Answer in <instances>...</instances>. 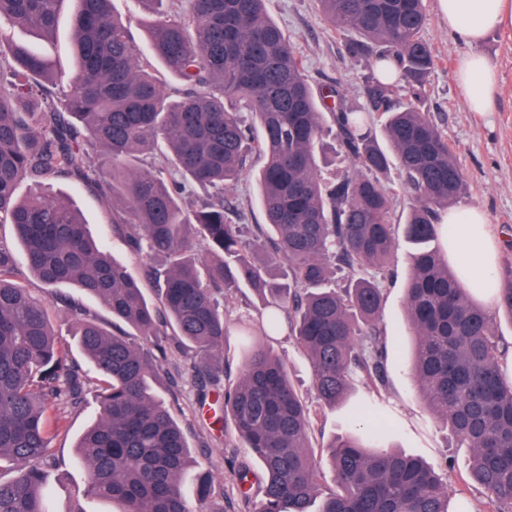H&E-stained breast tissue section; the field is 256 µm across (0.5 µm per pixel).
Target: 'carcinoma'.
I'll use <instances>...</instances> for the list:
<instances>
[{"label": "carcinoma", "instance_id": "cac0c4a2", "mask_svg": "<svg viewBox=\"0 0 512 512\" xmlns=\"http://www.w3.org/2000/svg\"><path fill=\"white\" fill-rule=\"evenodd\" d=\"M62 2L0 0V22L48 41ZM76 2L69 71L0 30V224L13 226L19 245L0 241V464L12 472L0 479V512H51L50 413L87 391L98 417L77 444L84 496L117 502L120 512H210L212 483L195 474L187 496L189 447L153 391L170 336L191 356L200 407L217 424L232 420L263 469L255 512H450L447 483L421 459L384 447L386 423L368 421L362 404L353 408L362 434L315 455L312 410L262 342L245 348L238 382L224 385L221 300L245 286L264 300L245 332L268 339L288 327L319 405L345 400L357 377L385 384L379 280L391 277L386 264L398 242L383 184L393 165L411 198L405 310L418 397L470 449L464 485L485 492L488 512H512V380L504 370L512 346L496 322L500 312L512 318V273L493 314L461 286L442 246L467 229L439 224L466 183L448 137L421 111L437 65L423 37L426 0H317L350 56L398 70L394 79L366 76L364 106L329 78L315 95L265 0H172L170 13L164 0H135L154 16L147 55L111 0ZM155 60L181 83L179 98L165 91ZM401 93L406 102L395 108ZM326 112L349 164L341 177L324 176L316 157ZM255 150L265 157L257 175L265 223L246 224L224 191ZM145 154L163 159L153 170L134 167ZM54 179L119 203L112 223L153 263L137 277L111 259L77 210L47 193ZM24 181L34 191L20 199ZM199 242L213 258L199 256ZM284 264L286 284L274 275ZM339 271L346 285L326 287ZM31 278L98 300L126 330L110 331L79 299L55 295L83 369L58 340L46 302L27 288ZM326 468L336 482L328 492Z\"/></svg>", "mask_w": 512, "mask_h": 512}]
</instances>
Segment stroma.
Here are the masks:
<instances>
[{
	"instance_id": "stroma-1",
	"label": "stroma",
	"mask_w": 512,
	"mask_h": 512,
	"mask_svg": "<svg viewBox=\"0 0 512 512\" xmlns=\"http://www.w3.org/2000/svg\"><path fill=\"white\" fill-rule=\"evenodd\" d=\"M72 0H65L55 39H32V46L61 69L74 66L71 54L70 15ZM429 25L425 32L438 58L426 79L423 110L448 137L468 190L458 208L480 207L491 224L504 236L512 235V29L489 33L481 53L496 71L497 89L492 111H472L456 82L455 69L466 45L448 30L438 14L437 0H427ZM268 15L288 36L302 58L313 87L324 77L337 79L356 98L364 96L367 61L347 54L343 40L323 21L316 0H266ZM54 195L72 201L95 237L101 238L117 262L140 272L149 261L147 253L131 252L111 222L112 202L99 193L76 187L64 180L52 183ZM393 272L385 281V306L380 324L386 382L374 385L357 380L350 402L321 409L312 421L309 444L323 453L333 437L353 431L349 410L351 401H385L386 416L393 424L388 442L397 449L418 456L447 478L450 489H461V479L469 469L471 452L460 447L453 434L434 420L416 396L410 374L413 339L404 315L405 281L409 268V247L399 243L390 259ZM274 354L288 367L291 378L306 402H313L312 373L295 339L281 332L270 339ZM162 373L154 383L156 396L179 422L191 453L210 476L215 489L224 493V512H254L261 497L263 472L250 449L244 448L232 426L212 423L196 400V389L189 359L176 347L168 346L161 361ZM97 408L93 400L80 406L61 403L52 421L55 465L48 471L51 512H117L116 505L84 497L86 471L74 461L76 444ZM249 467V496L238 491L241 467Z\"/></svg>"
}]
</instances>
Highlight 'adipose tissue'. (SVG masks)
Wrapping results in <instances>:
<instances>
[{"label": "adipose tissue", "instance_id": "ef3b65f1", "mask_svg": "<svg viewBox=\"0 0 512 512\" xmlns=\"http://www.w3.org/2000/svg\"><path fill=\"white\" fill-rule=\"evenodd\" d=\"M438 10L449 31L469 47L456 73L469 106L480 112L490 111L496 76L478 47L489 31L512 26V0H438ZM441 221L470 225L469 233L448 241V260L457 271L462 286L470 289L477 302L487 308L493 306L498 288L499 250L495 228L484 211L477 207L445 211Z\"/></svg>", "mask_w": 512, "mask_h": 512}]
</instances>
